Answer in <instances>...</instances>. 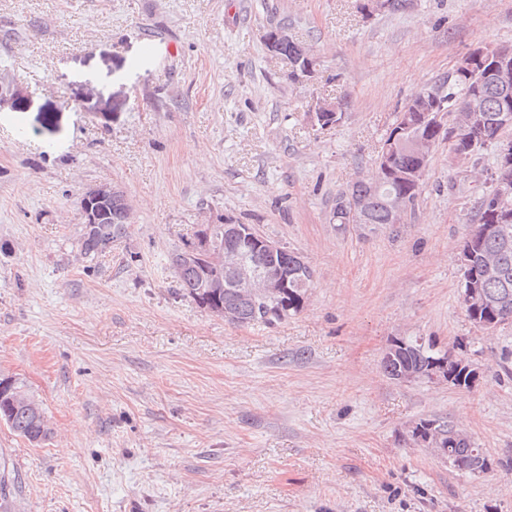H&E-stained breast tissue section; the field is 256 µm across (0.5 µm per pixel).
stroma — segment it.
<instances>
[{
  "instance_id": "1",
  "label": "stroma",
  "mask_w": 512,
  "mask_h": 512,
  "mask_svg": "<svg viewBox=\"0 0 512 512\" xmlns=\"http://www.w3.org/2000/svg\"><path fill=\"white\" fill-rule=\"evenodd\" d=\"M363 3L0 0V377L50 431L0 424L11 512H512V324L469 321L458 261L495 146L474 168L439 143L394 228L332 220L406 102L468 50L512 47V0ZM274 26L313 76L268 50ZM323 98L348 107L316 130ZM99 182L133 210L89 260L79 202ZM228 217L311 266L298 315L236 327L178 292L171 254ZM395 336L467 341L474 387L389 379ZM422 419L493 469L415 445ZM434 425L433 431L439 433L442 437L441 439L449 444V452L453 456L454 464L451 462V465L457 469L458 471H464L469 473H484L489 470V462L488 458L484 454L482 448H479L478 445L468 439L469 437L464 434L466 437L459 439V432L453 429L448 425L447 422L439 421L436 419L433 420H422L416 423L415 430H419L422 428V435L428 431L427 425ZM413 429V430H414ZM413 430L411 437L413 436ZM457 436V438L455 437ZM468 437V438H467ZM417 444L420 446L428 448L436 457L448 461V444L440 441L436 436H432L431 433H428L421 438L420 435L416 436ZM489 463V464H488Z\"/></svg>"
}]
</instances>
